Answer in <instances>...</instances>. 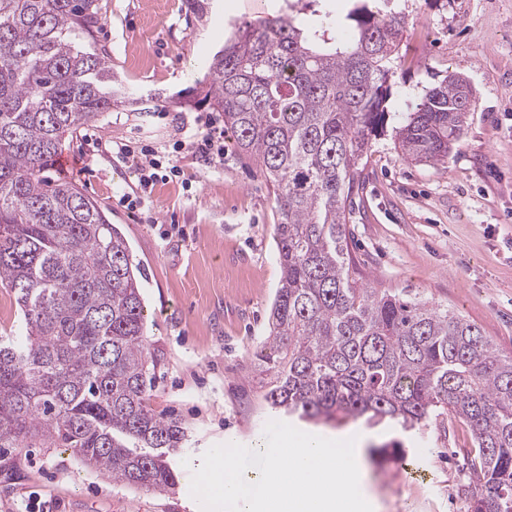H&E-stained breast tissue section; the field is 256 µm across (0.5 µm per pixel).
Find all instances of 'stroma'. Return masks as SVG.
I'll return each mask as SVG.
<instances>
[{
  "label": "stroma",
  "mask_w": 512,
  "mask_h": 512,
  "mask_svg": "<svg viewBox=\"0 0 512 512\" xmlns=\"http://www.w3.org/2000/svg\"><path fill=\"white\" fill-rule=\"evenodd\" d=\"M90 36L112 64L128 105L104 113L62 144L51 177L101 204L145 271L146 336L162 362L151 405L181 419L191 449L175 458V493L112 482L61 448L0 458V512H200L191 466L212 446L254 447L273 420L260 345L281 280L277 207L264 179L224 137L217 167L178 154L182 179L142 188L136 162L109 150L132 141L174 154L195 88L234 24L277 15L284 0H96ZM404 12L389 129L372 141L348 225L358 273L374 288L406 289L475 322L512 355V0H396ZM466 77L476 108L447 164L398 154L392 129L426 87ZM400 453L363 458L373 512H459L464 425L398 435Z\"/></svg>",
  "instance_id": "stroma-1"
}]
</instances>
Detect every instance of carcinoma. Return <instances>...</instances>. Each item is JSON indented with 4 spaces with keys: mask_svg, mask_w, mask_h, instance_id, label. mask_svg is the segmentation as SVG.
Returning a JSON list of instances; mask_svg holds the SVG:
<instances>
[{
    "mask_svg": "<svg viewBox=\"0 0 512 512\" xmlns=\"http://www.w3.org/2000/svg\"><path fill=\"white\" fill-rule=\"evenodd\" d=\"M237 27L208 66L205 99L224 113L279 212L281 281L262 356L265 399L292 420L420 433L469 427L468 512H512V356L460 313L353 278L347 224L372 138L387 125L388 81L406 15L354 0L337 39L318 0ZM95 0H0V282L23 316L0 336V457L66 448L128 487L167 493L188 428L150 405L140 268L103 208L50 179L66 136L112 111V66L75 36ZM474 91L450 74L395 127L407 160L444 164Z\"/></svg>",
    "mask_w": 512,
    "mask_h": 512,
    "instance_id": "1",
    "label": "carcinoma"
}]
</instances>
